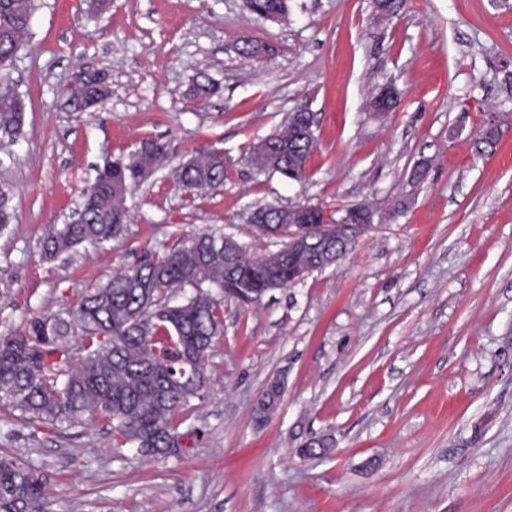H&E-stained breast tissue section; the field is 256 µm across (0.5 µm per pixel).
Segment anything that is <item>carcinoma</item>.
<instances>
[{
	"label": "carcinoma",
	"instance_id": "carcinoma-1",
	"mask_svg": "<svg viewBox=\"0 0 512 512\" xmlns=\"http://www.w3.org/2000/svg\"><path fill=\"white\" fill-rule=\"evenodd\" d=\"M37 0H0V132L23 134L25 113L10 71L27 50ZM249 12L268 19L288 16V0H252ZM82 93L103 104L110 86L89 83ZM311 112L289 114L267 140L269 170L293 180L305 176L316 139L298 137L313 128ZM166 154L151 139L123 158L105 161L110 172L98 180L81 222L55 227L44 252L57 258L82 243L105 245L127 231L126 196L149 179ZM224 183V164L206 153L180 163L177 185L184 191L216 189ZM15 221L9 192L0 189V233ZM322 245L309 246L294 264L317 270ZM288 266L269 265L235 240L203 231L163 254L144 252L132 266L88 290L80 299L76 326L62 318L34 317L25 330L0 336V400L34 418L68 421L103 419L112 425V447L142 448L151 455L178 456L185 440L203 438L201 428L181 431L176 416L194 398H203L206 365L214 338L221 332L224 299L241 289L259 293L276 279L286 288ZM189 287L178 304L169 293ZM80 331L79 356L66 348L73 328ZM42 476L29 465L0 459V512H45Z\"/></svg>",
	"mask_w": 512,
	"mask_h": 512
}]
</instances>
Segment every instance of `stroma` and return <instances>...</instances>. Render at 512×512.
Masks as SVG:
<instances>
[{
    "label": "stroma",
    "mask_w": 512,
    "mask_h": 512,
    "mask_svg": "<svg viewBox=\"0 0 512 512\" xmlns=\"http://www.w3.org/2000/svg\"><path fill=\"white\" fill-rule=\"evenodd\" d=\"M288 0L287 21L244 0H39L12 77L24 133L0 134V336L74 314L86 290L144 251L205 230L252 254L280 249L250 213L368 204L372 228L336 265L225 301L203 399L205 431L178 457L116 453L103 421L33 420L0 402V456L46 482L49 512H512V0ZM274 46L245 58L243 41ZM109 76L102 109L73 117L61 90L85 65ZM218 90L195 97L194 78ZM392 112L370 103L387 84ZM315 114L300 181L253 168L252 144L289 112ZM498 122L493 153L473 143ZM164 143L126 199L128 230L47 258L104 158ZM223 150L224 183L177 190L186 152ZM283 384L266 419L257 400ZM328 448L300 455L311 440Z\"/></svg>",
    "instance_id": "stroma-1"
}]
</instances>
